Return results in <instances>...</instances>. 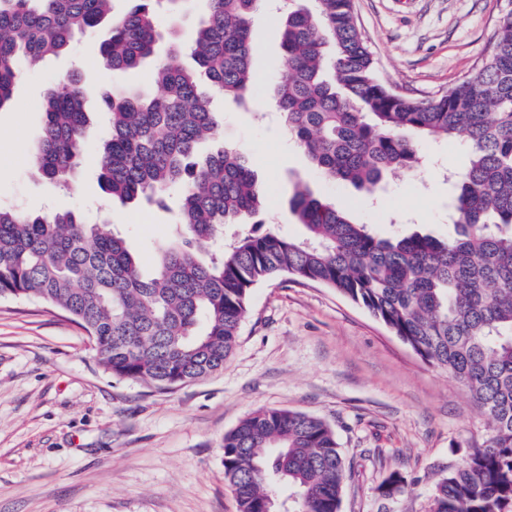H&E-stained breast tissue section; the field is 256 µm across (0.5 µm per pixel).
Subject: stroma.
<instances>
[{"label":"stroma","instance_id":"35a3bbf8","mask_svg":"<svg viewBox=\"0 0 512 512\" xmlns=\"http://www.w3.org/2000/svg\"><path fill=\"white\" fill-rule=\"evenodd\" d=\"M376 77L416 99L444 94L472 75L487 54L512 0H354ZM261 42L254 104L224 102L223 139L245 151L270 197L279 232L303 228L288 208L295 178L338 199L288 140L264 89L280 54L278 26L256 21ZM104 30L25 71L0 108V204L27 211L70 210L109 224L132 241L152 271L176 239L179 209L121 204L100 188L97 143L106 129L99 91L143 84L133 69L101 79ZM80 69L90 93L86 153L69 186L35 174L31 155L43 127L46 90ZM417 173L391 176L375 207L351 209L358 224L383 237L421 227L447 237L448 184L467 151L457 139L420 144ZM262 408L301 411L326 421L351 468L341 512H427L437 482L481 441L468 390L424 363L367 310L334 289L292 276L253 289L238 346L219 372L160 389L106 373L84 330L38 301L0 299V512H237L224 479V435ZM406 488L383 499L390 473Z\"/></svg>","mask_w":512,"mask_h":512}]
</instances>
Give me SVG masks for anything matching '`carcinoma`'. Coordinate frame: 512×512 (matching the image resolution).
Returning <instances> with one entry per match:
<instances>
[{
  "label": "carcinoma",
  "instance_id": "1",
  "mask_svg": "<svg viewBox=\"0 0 512 512\" xmlns=\"http://www.w3.org/2000/svg\"><path fill=\"white\" fill-rule=\"evenodd\" d=\"M131 2L116 15L112 0H0V108L24 70L107 25L103 65L126 71L153 58L149 80L159 93L134 87L105 100L99 183L123 203L157 207L178 188L182 235L147 275L134 246L105 224L0 205V298L62 311L86 331L106 373L169 388L224 368L258 284L291 275L333 288L464 385L487 426L436 484L429 512H512V10L474 76L416 100L374 75L352 0L288 8L268 93L311 168L368 195L390 171L420 166L415 140L461 138L468 163L448 177L454 235L381 237L297 178L288 203L303 236L259 222L227 238L226 225L266 211L268 197L249 156L221 140L203 84L242 106L257 97L260 0H208L189 45L192 71L157 58L163 40L173 53L184 48L155 22L180 0ZM84 95L73 72L44 97L32 161L48 180L66 179L83 152ZM206 139L215 148L202 156ZM348 472L334 431L303 412L261 409L224 434V476L238 512H340ZM404 489L393 472L379 493Z\"/></svg>",
  "mask_w": 512,
  "mask_h": 512
}]
</instances>
